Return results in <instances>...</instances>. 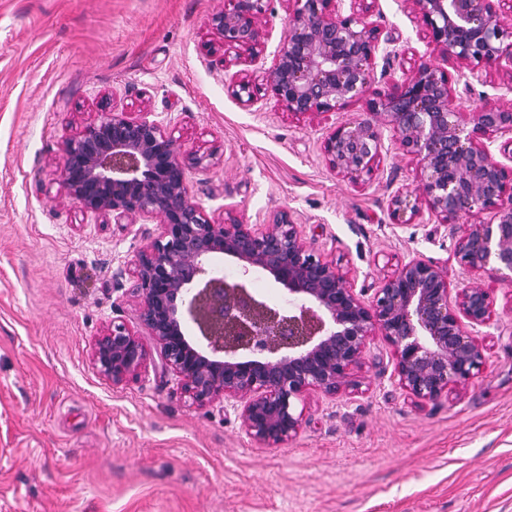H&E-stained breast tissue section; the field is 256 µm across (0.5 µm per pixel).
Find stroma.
<instances>
[{"label": "stroma", "mask_w": 512, "mask_h": 512, "mask_svg": "<svg viewBox=\"0 0 512 512\" xmlns=\"http://www.w3.org/2000/svg\"><path fill=\"white\" fill-rule=\"evenodd\" d=\"M224 0H0V512H512V298L494 287L485 371L418 407L391 384L374 337L359 388L310 392L306 423L281 448L248 438L221 404L192 405L158 353L112 385L93 367L113 318L139 301L114 290L133 263V224H101L59 191L61 142L101 92L172 120L215 150L191 173L209 215L254 224L288 208L310 246L375 288L411 252L457 276L445 225H398L388 203L413 187L397 148L354 186L325 165L320 128L274 101L248 109L230 74L207 68L206 22ZM382 37L433 56L399 0L370 17ZM455 105L501 103L507 74L465 85Z\"/></svg>", "instance_id": "1"}]
</instances>
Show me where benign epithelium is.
Listing matches in <instances>:
<instances>
[{"mask_svg": "<svg viewBox=\"0 0 512 512\" xmlns=\"http://www.w3.org/2000/svg\"><path fill=\"white\" fill-rule=\"evenodd\" d=\"M208 20L207 66L232 75L231 92L251 106L261 95L297 121L313 123L365 101V117L338 120L321 145L328 168L358 183L378 168L382 129L417 165V185L389 199L396 223L428 214L446 224L460 277L448 266L409 255L372 296L310 247L293 213L281 208L260 224L210 216L190 185V170L215 152L186 148L149 106L89 112L63 140L61 196L103 224H155L131 273L139 322L161 360L198 407L233 408L245 434L267 448L296 439L305 424L297 403L311 391L334 398L359 387L375 332L391 350V382L419 406L478 377L487 365L485 328L495 317L489 279L512 280V103L456 110L448 72L420 63L401 68L385 90L371 89L377 54L408 49L381 41L364 21L377 0H282L284 35L269 48L267 0H227ZM502 0H403L424 38L461 77L509 76L512 26ZM271 66L261 67L267 57ZM502 141L499 153L492 146ZM467 218L466 223L459 220ZM232 260L243 278L210 274L213 258ZM267 276L291 310L252 295L245 280ZM149 356L139 334L117 318L93 343L98 373L119 386L138 377Z\"/></svg>", "mask_w": 512, "mask_h": 512, "instance_id": "7a95c632", "label": "benign epithelium"}]
</instances>
